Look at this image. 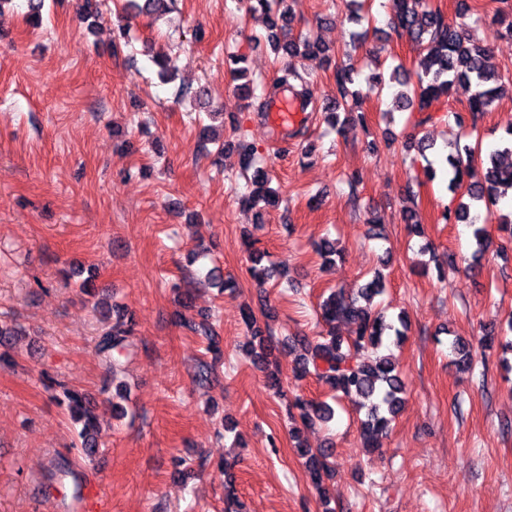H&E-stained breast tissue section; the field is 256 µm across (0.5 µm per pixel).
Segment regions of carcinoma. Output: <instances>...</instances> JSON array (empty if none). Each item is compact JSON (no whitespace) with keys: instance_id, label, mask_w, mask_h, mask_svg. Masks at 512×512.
I'll return each instance as SVG.
<instances>
[{"instance_id":"1","label":"carcinoma","mask_w":512,"mask_h":512,"mask_svg":"<svg viewBox=\"0 0 512 512\" xmlns=\"http://www.w3.org/2000/svg\"><path fill=\"white\" fill-rule=\"evenodd\" d=\"M119 15L129 19L140 15L155 19L168 14L175 6V0H120ZM288 0H239L248 13L262 12L267 18L266 41L279 57H316L332 63L329 48L309 35L292 33L293 15ZM390 24L396 30L407 32L419 55L418 87L413 95L399 96V108L413 107L423 112L431 100L440 96H450L454 87L467 85L474 88L468 109L446 112L448 121L460 128L477 127L478 120L486 112L495 110L504 91L502 76L490 71L487 63L489 48L472 42L464 33L463 24L449 21L445 15L431 8L426 0H389ZM225 65L236 80L249 74L247 58L244 55L228 54ZM354 67H335L336 91L329 98L327 112L332 123H338L337 114L347 113L345 120L364 119L359 113L349 112V100L358 97L361 91L354 88ZM301 76L289 65L279 69L274 87L288 88L303 103H308L311 91L308 87H296L293 81ZM239 168L250 174L253 189L240 197L245 207L258 201L276 207L280 196L277 190L269 187L268 173L257 165L256 148L244 136L236 141ZM512 154V124L506 128V137L498 147L482 155V150L469 145L458 144L450 148L442 159L448 173V190L461 193L463 200L444 214V219L454 224H467L472 228L476 249L473 254V267L480 266V260L488 248L485 225L492 222L490 205L496 202V192L503 187L512 189V165L504 166L502 158ZM251 265L248 273L260 285L271 277L270 267L262 264L265 252L255 248V242H245ZM383 284L375 278L356 292L336 289L330 291L320 304V316L328 326L324 335L314 339L303 336L297 339L304 354L297 360L295 375L304 377L313 374L327 384L336 395L346 399H363L369 402L360 430L364 447H377L376 439L385 431L399 414L404 403L405 384L398 371L392 354L381 352L385 333L394 331L397 340L405 337V330L386 322L384 315L372 312L359 304V298L367 294H380ZM353 324L355 331L349 336L340 333L339 325ZM131 333L130 325L118 316L112 327L98 337L97 350L104 357L109 372L114 374L121 367V357L126 349V338ZM69 417L81 424L78 432L80 447L87 448L95 441L99 430V417L96 406L80 393L63 390ZM300 422L309 426L317 420L331 417L330 407L314 400L297 396L292 403ZM306 459L317 490H322V472L328 470L324 462L326 453L321 449H301Z\"/></svg>"}]
</instances>
